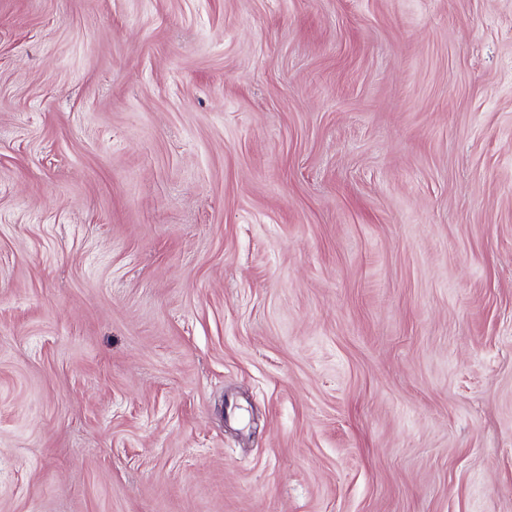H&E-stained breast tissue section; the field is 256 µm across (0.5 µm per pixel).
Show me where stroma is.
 Instances as JSON below:
<instances>
[{"label":"stroma","instance_id":"1","mask_svg":"<svg viewBox=\"0 0 512 512\" xmlns=\"http://www.w3.org/2000/svg\"><path fill=\"white\" fill-rule=\"evenodd\" d=\"M0 512H512V0H0Z\"/></svg>","mask_w":512,"mask_h":512}]
</instances>
